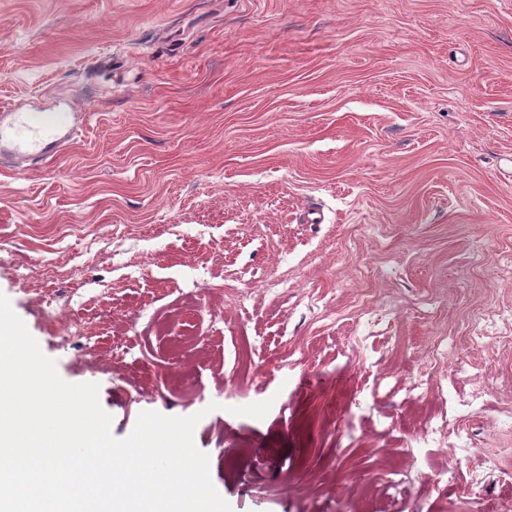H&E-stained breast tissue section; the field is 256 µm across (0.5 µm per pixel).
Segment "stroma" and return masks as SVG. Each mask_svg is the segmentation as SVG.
<instances>
[{
  "instance_id": "1",
  "label": "stroma",
  "mask_w": 512,
  "mask_h": 512,
  "mask_svg": "<svg viewBox=\"0 0 512 512\" xmlns=\"http://www.w3.org/2000/svg\"><path fill=\"white\" fill-rule=\"evenodd\" d=\"M58 99L61 156L0 157V292L115 438L202 413L232 512H512V329L474 335L512 310V0H0V108ZM483 374L471 447L427 440L408 386L440 417Z\"/></svg>"
}]
</instances>
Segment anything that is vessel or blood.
<instances>
[{
	"mask_svg": "<svg viewBox=\"0 0 512 512\" xmlns=\"http://www.w3.org/2000/svg\"><path fill=\"white\" fill-rule=\"evenodd\" d=\"M75 114L70 108L0 115V153L45 164L54 160L64 143L71 141Z\"/></svg>",
	"mask_w": 512,
	"mask_h": 512,
	"instance_id": "b4317fda",
	"label": "vessel or blood"
}]
</instances>
